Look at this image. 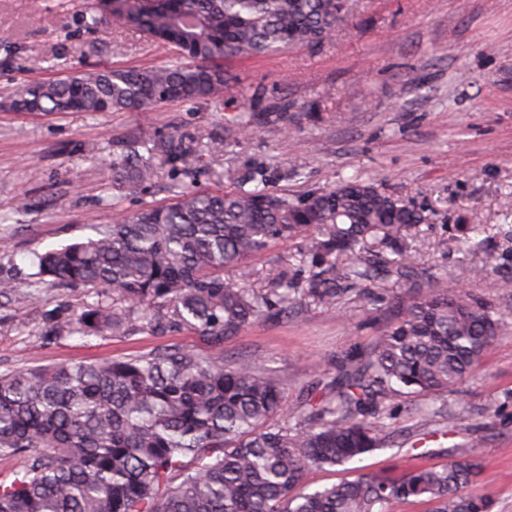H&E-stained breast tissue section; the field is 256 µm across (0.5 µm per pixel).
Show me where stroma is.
I'll list each match as a JSON object with an SVG mask.
<instances>
[{"label": "stroma", "mask_w": 512, "mask_h": 512, "mask_svg": "<svg viewBox=\"0 0 512 512\" xmlns=\"http://www.w3.org/2000/svg\"><path fill=\"white\" fill-rule=\"evenodd\" d=\"M93 5L0 0V279L14 287L0 297V371L145 353L161 344L205 348L191 330L154 335L143 306L120 299L112 306L127 317L128 331L83 336L76 318L95 294L57 286L33 263L35 253L94 236L119 214L173 201L165 165L151 185L113 187L112 161L132 137L196 150L200 190L222 189L262 166L270 190L288 195L356 176L416 200L428 221L410 251L411 281L442 274L512 311V0H352L331 42L225 61L228 86L218 101L94 114L7 108L8 97L32 80L168 63V49L112 15L84 24ZM283 108L288 121L225 140L228 117ZM219 139L224 149L217 152ZM297 157L305 168L287 177ZM463 219L482 228L480 247L467 255L453 242ZM488 251L499 263L485 272ZM277 270L298 288L294 311L226 340L224 361L255 358L282 380L289 410L300 411L320 371L371 343L379 324L370 298H308V263L298 244H278L253 261L249 287L265 293ZM428 406L433 425L453 418L458 432L421 439L420 411ZM386 408L402 439L367 456L365 471L396 475L415 464H446L479 437L484 468L476 489L492 496L493 512H512V318L466 382L432 403L407 397Z\"/></svg>", "instance_id": "obj_1"}]
</instances>
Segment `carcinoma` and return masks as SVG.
Segmentation results:
<instances>
[{"label":"carcinoma","mask_w":512,"mask_h":512,"mask_svg":"<svg viewBox=\"0 0 512 512\" xmlns=\"http://www.w3.org/2000/svg\"><path fill=\"white\" fill-rule=\"evenodd\" d=\"M100 10L172 49L169 64L36 80L11 98L17 112H151L175 101L224 94V60L318 46L340 31L342 0H99ZM285 112H239L225 135ZM195 178L189 147L131 140L112 163V184L144 185L157 161ZM262 170L215 192L181 186L173 203L103 224L96 235L37 255L38 274L136 301L159 336L197 332L209 350L160 346L105 361L0 372V512H389L425 501L430 512H491L470 491L481 441L468 459L415 466L398 477L354 468L352 480L304 491L313 469L360 463L398 434L386 400L431 401L472 377L511 316L435 276L392 296L368 348L349 353L318 383L307 414L284 406L283 383L242 357L224 364V340L288 314L293 283L272 274V295L224 281L246 275L271 246L301 241L310 259L306 292L321 302L406 276L412 230L424 211L375 182L352 178L298 196L268 191ZM463 224L455 247L478 244ZM88 332H125L123 316L100 300L79 316Z\"/></svg>","instance_id":"obj_1"}]
</instances>
